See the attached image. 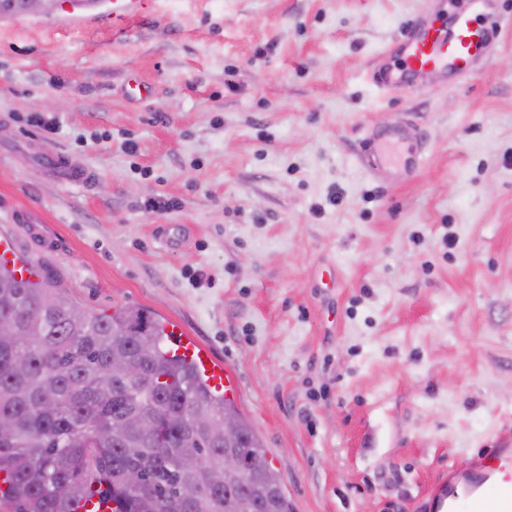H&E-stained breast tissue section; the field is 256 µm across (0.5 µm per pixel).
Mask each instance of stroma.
<instances>
[{"mask_svg":"<svg viewBox=\"0 0 512 512\" xmlns=\"http://www.w3.org/2000/svg\"><path fill=\"white\" fill-rule=\"evenodd\" d=\"M468 6L0 20V232L89 313L178 322L223 360L291 512H428L449 465L512 445V27L447 87L365 79L406 21ZM403 114L422 167L378 180L363 141ZM45 165L56 174L64 184L72 187L87 188L94 179V172L83 164H77L61 151L45 153Z\"/></svg>","mask_w":512,"mask_h":512,"instance_id":"1","label":"stroma"}]
</instances>
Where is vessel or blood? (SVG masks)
I'll return each instance as SVG.
<instances>
[{
    "mask_svg": "<svg viewBox=\"0 0 512 512\" xmlns=\"http://www.w3.org/2000/svg\"><path fill=\"white\" fill-rule=\"evenodd\" d=\"M151 0H110L107 16L113 26L145 11ZM472 9L455 15L452 26L419 18L408 22L398 45L378 53L367 74L368 82L382 94L405 89L421 76L440 85L471 74L494 50L492 33L503 15L494 0H471ZM420 137L408 120L383 131L372 132L361 154L363 167L374 177L398 171L416 175L420 169ZM45 165L65 185L89 187L94 173L59 151L46 153ZM0 266L14 270L16 278H29L32 265L25 261L13 237L0 235ZM172 346L177 355L196 361L215 391H228L231 375L210 353L187 336ZM441 503L448 512H512V448H492L470 459L450 482Z\"/></svg>",
    "mask_w": 512,
    "mask_h": 512,
    "instance_id": "vessel-or-blood-1",
    "label": "vessel or blood"
}]
</instances>
